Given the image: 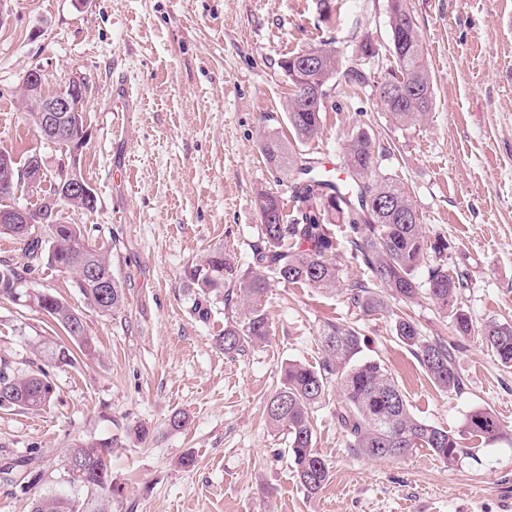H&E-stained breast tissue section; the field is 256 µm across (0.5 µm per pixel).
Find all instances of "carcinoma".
<instances>
[{
	"label": "carcinoma",
	"instance_id": "1",
	"mask_svg": "<svg viewBox=\"0 0 512 512\" xmlns=\"http://www.w3.org/2000/svg\"><path fill=\"white\" fill-rule=\"evenodd\" d=\"M391 44L396 67L384 83L402 84L408 97L383 103L387 118L396 127L412 126L428 114L433 103V83L424 58L420 33L409 0H388ZM322 55L309 69L303 66L307 51L282 61L290 85L286 102L288 124L295 133V143L275 132L264 135L262 151L267 164L289 179L294 211L285 219L277 195L268 191L257 194L261 239L252 250L254 266L246 271L215 249L204 264L191 268L187 280L192 292V312L202 320L210 315V295L223 294L225 302L237 297L244 309L239 321L224 327L218 336L226 355L243 351L246 344H258L269 335V323L262 300L270 286L268 274L288 283L311 288L334 289L339 269L329 254L336 250L328 225L339 222L350 227L354 255L371 273L372 286L359 284L351 299L368 314L390 313V301H409L419 292L418 270L427 267L428 298L439 308H453L457 334L472 330L470 317L457 306L461 283L448 274L443 261L448 256V241L430 236L420 224L417 209L405 186L397 179L377 171L375 143L371 133L360 128L351 133L343 147V159L352 173L356 189L353 198L327 191L329 183L321 172L302 161L298 144L320 134L327 87L339 72V59L332 48L315 47ZM63 175L51 182L40 202L28 207L39 213L48 201L76 208L63 198ZM43 237H33L25 224H0V234L22 241L32 261L46 260L60 272L73 276L87 304L106 313L124 306V289L114 279L109 257L86 242L77 224H45ZM93 267L95 274L87 273ZM22 273L9 262L0 263V298L14 300V284ZM112 280L108 295H103L99 281ZM31 306L42 310L62 332L59 338L43 339V353L49 366L60 367L76 361V354L87 358L98 355L92 337L86 333L82 316L49 290L37 291ZM394 331L425 368L433 383L448 393L464 387L456 366L453 349L442 337L426 338L409 318L394 317ZM482 335L500 363L512 367V323L490 321ZM323 351L321 364L312 366L289 362L282 370L280 386L266 405L269 427L286 435L288 459L299 484L310 494L322 490L330 479V467L315 448L313 414L329 396V384L339 388L334 416L345 433L349 447L357 453L384 460H396L426 448L442 463L453 467L466 453L455 433L428 424L415 417L405 395L381 363L361 359L362 333L358 328L328 321L320 328ZM16 394V407L37 411L50 405L55 388L50 373L43 367L28 372L0 361V387ZM462 432L494 440L503 434V426L490 410L471 411ZM68 452L75 453L79 468L67 474V481L90 492L79 503L68 497H38L30 512H112V500L122 489L105 484L112 478L111 460L103 445L85 440ZM0 470L4 481L28 488L34 471Z\"/></svg>",
	"mask_w": 512,
	"mask_h": 512
}]
</instances>
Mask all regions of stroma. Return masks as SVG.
<instances>
[{"label":"stroma","instance_id":"obj_1","mask_svg":"<svg viewBox=\"0 0 512 512\" xmlns=\"http://www.w3.org/2000/svg\"><path fill=\"white\" fill-rule=\"evenodd\" d=\"M410 4L433 106L401 129L377 92L395 65L387 0H10L0 24V148L21 160L40 154L51 178L77 167L98 209L67 220L107 250L126 300L113 314L91 307L66 274L30 264L23 242L0 235V260L24 270L29 289L56 291L78 310L100 350L51 370L55 398L45 410L0 408V466L30 457L42 474L26 493L1 481L0 512H28L39 496L86 499L63 469L67 448L84 439L108 446L112 481L123 489L112 512H512V368L480 333L488 321L512 322V0ZM366 41L373 56L360 50ZM323 45L336 51L341 73L318 138L299 152L340 174L347 136L369 130L380 171L408 187L429 234L447 239L448 272L463 283L473 332L454 336L449 313L423 294L401 309L424 336L457 344L460 392L430 381L391 316L352 304L351 285L371 277L345 224L330 227L335 292L272 282L265 342L225 356L216 338L240 303L214 298L204 321L191 310L187 275L209 251L251 266L259 190L293 211L290 184L266 166L262 137L288 129L282 61ZM351 68L364 83L346 82ZM32 69L48 95L86 80L89 138L78 157L29 123L20 87ZM330 319L361 329L365 356L384 365L418 419L456 432L486 408L504 436L463 438L468 452L451 468L424 448L372 459L349 448L329 401L314 423L331 478L307 493L265 406L282 365L321 361L319 329ZM54 332L43 312L0 300V359L14 368L44 366L36 343ZM176 413L186 418L178 430L169 425ZM135 424L149 429L146 441L128 436Z\"/></svg>","mask_w":512,"mask_h":512}]
</instances>
